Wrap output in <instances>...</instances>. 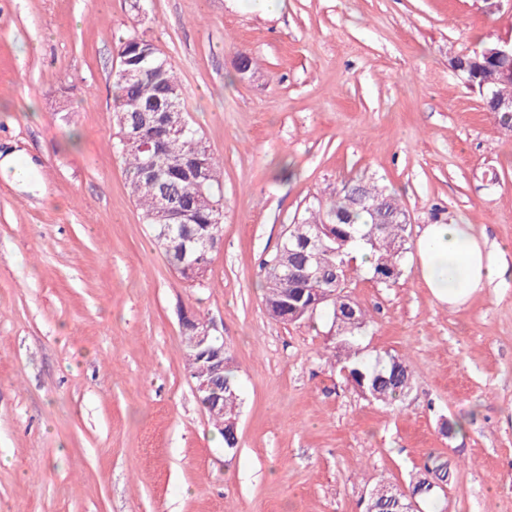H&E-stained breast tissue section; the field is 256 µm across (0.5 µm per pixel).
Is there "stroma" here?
<instances>
[{"label": "stroma", "mask_w": 512, "mask_h": 512, "mask_svg": "<svg viewBox=\"0 0 512 512\" xmlns=\"http://www.w3.org/2000/svg\"><path fill=\"white\" fill-rule=\"evenodd\" d=\"M132 33L224 162L200 286L155 247L116 150ZM510 37L512 0H0V151L34 165L0 173V512H364L438 464L420 512H512V276L451 307L415 250L425 225L475 224L512 265V131L448 65ZM359 179L409 217L402 275L347 288L371 316L362 356L412 369L396 407L328 360L325 313L282 323L263 301L289 224ZM186 312L233 358L235 451L188 377Z\"/></svg>", "instance_id": "stroma-1"}]
</instances>
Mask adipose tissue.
Returning <instances> with one entry per match:
<instances>
[{"mask_svg":"<svg viewBox=\"0 0 512 512\" xmlns=\"http://www.w3.org/2000/svg\"><path fill=\"white\" fill-rule=\"evenodd\" d=\"M503 253L502 247L488 246L484 232L473 224H429L418 241L425 285L451 306L503 281Z\"/></svg>","mask_w":512,"mask_h":512,"instance_id":"1","label":"adipose tissue"}]
</instances>
